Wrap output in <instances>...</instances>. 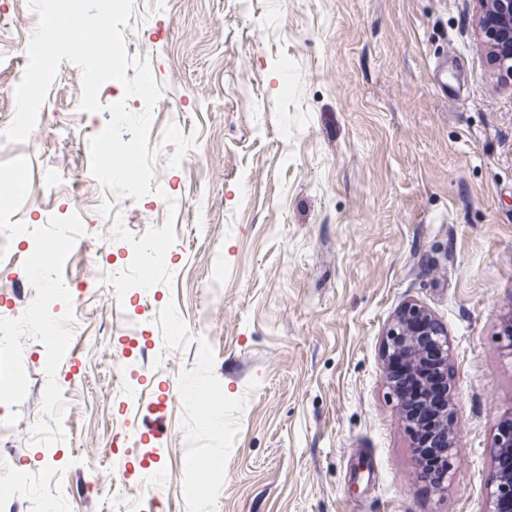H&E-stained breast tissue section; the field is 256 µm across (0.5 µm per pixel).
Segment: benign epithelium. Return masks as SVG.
<instances>
[{"instance_id": "7a95c632", "label": "benign epithelium", "mask_w": 512, "mask_h": 512, "mask_svg": "<svg viewBox=\"0 0 512 512\" xmlns=\"http://www.w3.org/2000/svg\"><path fill=\"white\" fill-rule=\"evenodd\" d=\"M478 34L488 49L493 65L512 72V0H477ZM434 337V353L443 375H448L450 347L441 325L423 307L404 306L386 332L385 355L395 354L408 364L409 372L420 374L425 352L418 337ZM454 392L448 389V406L436 413L433 432L436 442L450 454L455 448ZM490 512H503L502 505H512V469L501 473L487 490Z\"/></svg>"}]
</instances>
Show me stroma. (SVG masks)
<instances>
[{
  "mask_svg": "<svg viewBox=\"0 0 512 512\" xmlns=\"http://www.w3.org/2000/svg\"><path fill=\"white\" fill-rule=\"evenodd\" d=\"M0 125L15 108L23 51L38 17L0 0ZM124 45L146 62L167 107L148 145L156 190L121 198L140 238L174 225L170 284L124 295L123 270L91 139L109 105L80 111L82 72L61 63L29 140L0 161H30L14 220L43 226L79 214L85 234L63 266L74 282L71 380L63 441L34 442L46 352L24 342L28 390L16 453L0 485L23 474L19 512H154L143 474L113 458L149 456L163 512H489L494 439L512 411V77L476 36L474 0H132ZM0 269V318L33 299L22 264ZM424 307L452 350L456 451L448 484L419 475L382 359L389 323ZM148 355L125 350L128 331ZM203 387V397L189 394ZM165 419L148 443L127 437Z\"/></svg>",
  "mask_w": 512,
  "mask_h": 512,
  "instance_id": "1",
  "label": "stroma"
}]
</instances>
